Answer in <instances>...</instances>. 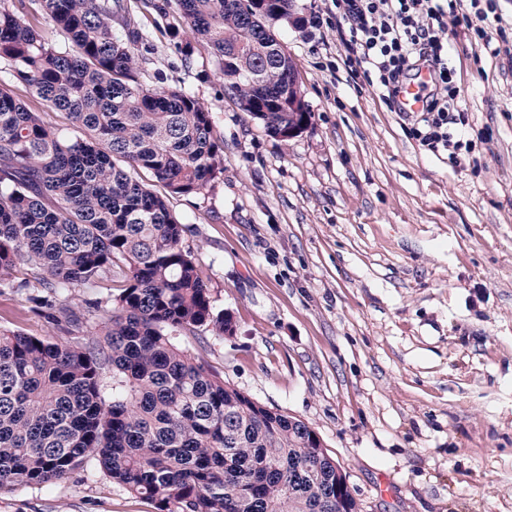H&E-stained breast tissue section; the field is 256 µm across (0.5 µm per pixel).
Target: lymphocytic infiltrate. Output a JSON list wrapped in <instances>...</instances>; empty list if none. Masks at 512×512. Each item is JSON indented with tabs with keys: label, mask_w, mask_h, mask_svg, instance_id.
Segmentation results:
<instances>
[{
	"label": "lymphocytic infiltrate",
	"mask_w": 512,
	"mask_h": 512,
	"mask_svg": "<svg viewBox=\"0 0 512 512\" xmlns=\"http://www.w3.org/2000/svg\"><path fill=\"white\" fill-rule=\"evenodd\" d=\"M345 63L352 77L365 83L397 108L401 88L420 70L430 74L429 91L415 115L410 134L420 150L447 155L460 165L469 149L466 117L454 84L456 45L449 25H465L478 44L499 54L501 17L488 0H333Z\"/></svg>",
	"instance_id": "obj_1"
}]
</instances>
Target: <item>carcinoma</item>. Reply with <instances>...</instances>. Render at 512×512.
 <instances>
[{"label": "carcinoma", "instance_id": "cac0c4a2", "mask_svg": "<svg viewBox=\"0 0 512 512\" xmlns=\"http://www.w3.org/2000/svg\"><path fill=\"white\" fill-rule=\"evenodd\" d=\"M290 0H144L176 13L216 63L225 92L282 141L288 76L277 23ZM121 0H0V288L34 277L30 311L69 338L0 331V488L69 477L89 458L157 512H360L339 463L304 421L271 409L209 371L178 343L233 335L215 309L187 225L169 199L196 196L224 172L211 112L190 92L144 80L150 51ZM70 116L53 128L17 86ZM150 173L165 188L139 180ZM112 282L77 314L73 288ZM112 371V397L103 374ZM108 291L106 288H73L65 294L64 304L72 310L83 311L86 306V301L88 299H99L102 301L101 310L98 313L99 318L104 319L107 317L111 310L112 304L111 302H107L108 300Z\"/></svg>", "mask_w": 512, "mask_h": 512}]
</instances>
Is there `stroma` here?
Returning a JSON list of instances; mask_svg holds the SVG:
<instances>
[{
	"instance_id": "35a3bbf8",
	"label": "stroma",
	"mask_w": 512,
	"mask_h": 512,
	"mask_svg": "<svg viewBox=\"0 0 512 512\" xmlns=\"http://www.w3.org/2000/svg\"><path fill=\"white\" fill-rule=\"evenodd\" d=\"M125 15L151 46L145 80L205 104L224 172L171 199L234 333L180 339L225 381L308 423L362 512H512V38L494 56L458 37L456 85L473 150L420 151L405 113L346 80L335 28L281 30L311 112L288 141L225 93L177 18ZM0 292V331L59 338ZM0 512H157L96 460L0 489Z\"/></svg>"
}]
</instances>
